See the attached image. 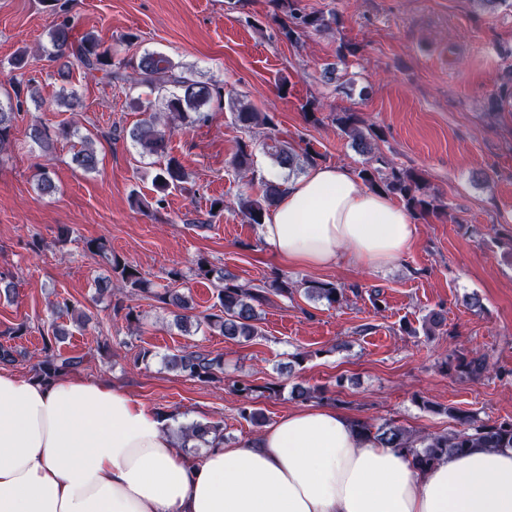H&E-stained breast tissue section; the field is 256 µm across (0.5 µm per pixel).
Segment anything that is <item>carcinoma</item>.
<instances>
[{"label":"carcinoma","mask_w":512,"mask_h":512,"mask_svg":"<svg viewBox=\"0 0 512 512\" xmlns=\"http://www.w3.org/2000/svg\"><path fill=\"white\" fill-rule=\"evenodd\" d=\"M49 13L57 16L55 23L48 29L46 37L52 48L50 60L58 62V76L66 81L70 77V66L78 62L91 76L102 74L109 81H124L134 86L146 85L165 93V112L152 111V103L145 105L147 117L126 131L131 141L139 144L152 154L166 157L163 167L155 174L152 182L156 193V202L161 204L165 197L175 190H187L188 174L180 159L172 155L168 148V138L164 131L158 129L161 117H166L165 124L176 122L204 125L209 122L211 114L202 108L212 103L224 106V82L218 79L199 81L187 76L183 66L173 62L165 54L147 52L138 61L114 60L110 49L103 47L100 39L92 33L80 37L73 34V25L67 16H59L62 6L59 0H41ZM283 13L279 18L280 33L288 40H293L296 30L313 28L318 30L328 25L329 20L322 13H307L299 8L296 0H273ZM27 96L36 103L39 94L31 87L17 84L13 95L7 96V103L0 102V149L10 140L11 129L16 119V110L22 105V96ZM235 125L245 133L255 126L275 128L272 117L257 111L251 105L232 106ZM336 124L340 131L352 141L353 146L363 154L372 152L370 138L363 131V121L355 112H341L336 115ZM78 128L73 123H66L57 128L55 134L37 124L31 126L30 137L42 149L48 151L53 147L52 137L69 139L77 135ZM269 146L279 166L291 170L294 167L296 153L293 145L278 137L271 138ZM73 162L81 169L92 172L97 169L98 159L94 150L86 145L73 153ZM232 165L242 176L253 166L252 144L239 140L232 159ZM358 177L371 188L395 195L405 201L407 207L419 215L434 214L438 210L437 199L426 191L424 176L416 171L399 170L394 167L384 174L377 167L370 165L358 172ZM281 193V185L266 180L262 182L259 194L246 197L240 201V210L251 224L263 223L269 208ZM87 250L100 257L111 267V276L98 282L99 291L112 292L124 289L130 292L149 293L158 301L171 305L181 313L175 315L176 323L188 328V311L192 310L188 298L168 288L162 292L149 288L138 266L112 255V251L101 239L86 242ZM216 297L217 311L197 316L198 324L219 332L231 340L249 342L260 335L257 320V307L267 300V294L274 292L281 296L294 294V281L286 274H279L269 284L248 288L238 282L230 273H220L217 277ZM310 298L324 299L332 305L340 301L343 289L331 282L311 281L305 288ZM65 335V330L54 326L52 335L43 337V360L35 369V377L45 382L54 380L59 375L76 370L84 363V356H65L57 347ZM168 365L200 382L222 381L224 361L210 352L202 350H184L172 355ZM457 370L471 379H477L488 370V364L482 357L468 358L456 356ZM256 387L249 383H237L233 392L242 398L238 415L258 425L263 420L261 410L252 405V393ZM449 418L464 425L461 430L442 433L418 435L392 421L373 427L362 420H354L358 434L373 438L386 448H395L410 455L416 466L429 467L454 454H460L470 448H512V421L504 420L493 424L478 422L475 416L457 407L446 410ZM224 439V428L219 422L193 423L180 430L181 447L196 448L208 444L207 437Z\"/></svg>","instance_id":"cac0c4a2"}]
</instances>
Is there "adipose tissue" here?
Wrapping results in <instances>:
<instances>
[{
    "label": "adipose tissue",
    "instance_id": "ef3b65f1",
    "mask_svg": "<svg viewBox=\"0 0 512 512\" xmlns=\"http://www.w3.org/2000/svg\"><path fill=\"white\" fill-rule=\"evenodd\" d=\"M415 232L403 207L340 165L285 183L260 226L281 261L311 268L391 266ZM0 512H512V449L421 470L320 406L191 459L166 418L109 383L1 370Z\"/></svg>",
    "mask_w": 512,
    "mask_h": 512
}]
</instances>
